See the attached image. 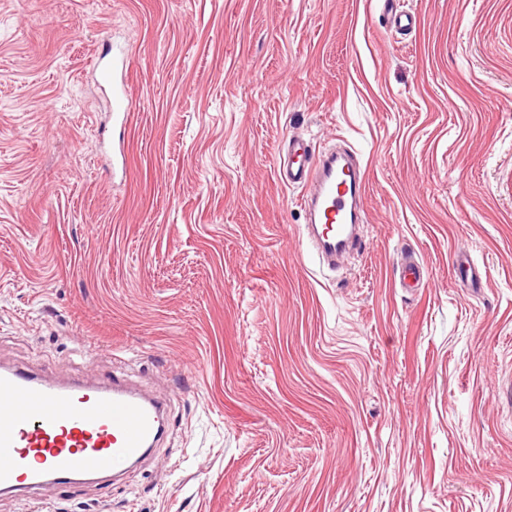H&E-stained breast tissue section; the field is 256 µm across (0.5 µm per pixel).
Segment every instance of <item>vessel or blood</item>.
<instances>
[{"instance_id": "1", "label": "vessel or blood", "mask_w": 512, "mask_h": 512, "mask_svg": "<svg viewBox=\"0 0 512 512\" xmlns=\"http://www.w3.org/2000/svg\"><path fill=\"white\" fill-rule=\"evenodd\" d=\"M280 170L305 188L308 239L326 264L360 249L365 173L348 150L311 154L289 137ZM168 429L163 399L113 378L51 382L30 369H0V493L27 498L44 485L71 492L119 481Z\"/></svg>"}]
</instances>
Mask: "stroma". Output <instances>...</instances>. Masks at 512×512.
<instances>
[{
  "label": "stroma",
  "mask_w": 512,
  "mask_h": 512,
  "mask_svg": "<svg viewBox=\"0 0 512 512\" xmlns=\"http://www.w3.org/2000/svg\"><path fill=\"white\" fill-rule=\"evenodd\" d=\"M394 5L0 0V366L171 399L121 483L0 512H512V0ZM293 134L366 169L333 272Z\"/></svg>",
  "instance_id": "obj_1"
}]
</instances>
